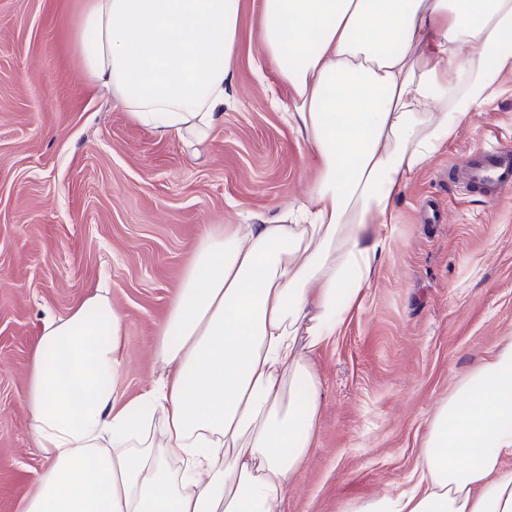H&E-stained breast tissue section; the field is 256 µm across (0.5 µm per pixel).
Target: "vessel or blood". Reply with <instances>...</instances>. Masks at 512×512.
Wrapping results in <instances>:
<instances>
[{
  "label": "vessel or blood",
  "mask_w": 512,
  "mask_h": 512,
  "mask_svg": "<svg viewBox=\"0 0 512 512\" xmlns=\"http://www.w3.org/2000/svg\"><path fill=\"white\" fill-rule=\"evenodd\" d=\"M450 182L493 199L512 191V146L488 142L448 165Z\"/></svg>",
  "instance_id": "b4317fda"
}]
</instances>
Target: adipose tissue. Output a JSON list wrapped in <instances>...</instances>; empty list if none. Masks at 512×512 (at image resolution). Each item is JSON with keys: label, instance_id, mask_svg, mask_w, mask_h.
Segmentation results:
<instances>
[{"label": "adipose tissue", "instance_id": "1", "mask_svg": "<svg viewBox=\"0 0 512 512\" xmlns=\"http://www.w3.org/2000/svg\"><path fill=\"white\" fill-rule=\"evenodd\" d=\"M260 62L318 176L202 237L128 398L104 293L49 319L25 409L44 462L15 512H275L316 445V357L359 309L399 192L512 71V0H259ZM239 0H84L73 52L157 134L206 144L235 92ZM343 512H512V343L448 391L412 489Z\"/></svg>", "mask_w": 512, "mask_h": 512}]
</instances>
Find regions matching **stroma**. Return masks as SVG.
<instances>
[{"mask_svg":"<svg viewBox=\"0 0 512 512\" xmlns=\"http://www.w3.org/2000/svg\"><path fill=\"white\" fill-rule=\"evenodd\" d=\"M82 0H0V512L42 457L23 402L33 345L106 288L126 320L127 396L160 368L152 346L198 240L272 218L314 181V157L258 73L257 0H241L235 100L198 150L159 136L93 86L71 51ZM404 188L380 267L320 353L317 443L276 512H342L410 487L454 382L512 342V192L466 196L443 177L490 135L512 142V72ZM432 198L444 224H424Z\"/></svg>","mask_w":512,"mask_h":512,"instance_id":"obj_1","label":"stroma"}]
</instances>
